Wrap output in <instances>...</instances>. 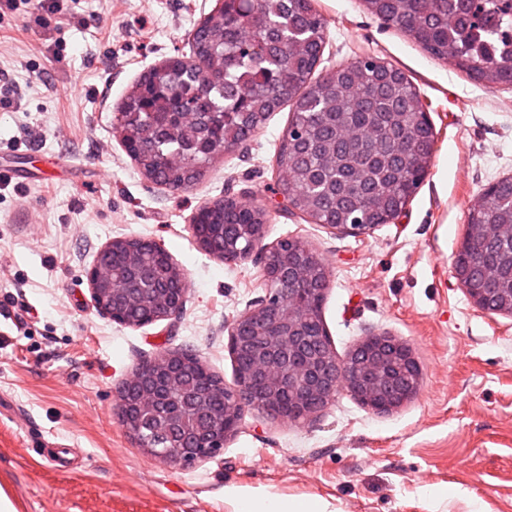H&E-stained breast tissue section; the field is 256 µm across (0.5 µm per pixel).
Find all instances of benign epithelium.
I'll use <instances>...</instances> for the list:
<instances>
[{
	"instance_id": "1",
	"label": "benign epithelium",
	"mask_w": 512,
	"mask_h": 512,
	"mask_svg": "<svg viewBox=\"0 0 512 512\" xmlns=\"http://www.w3.org/2000/svg\"><path fill=\"white\" fill-rule=\"evenodd\" d=\"M190 227L204 252L226 262L247 259L264 237V226L256 225L244 247L224 246L217 251L199 225L192 223ZM472 231L512 239V224L478 225ZM136 243L165 259L178 284L168 293L166 308L151 315V321L181 313L188 291L183 271L156 241L139 238ZM302 274V269L292 265L265 266V281L275 288L231 324L228 339L234 356L250 349L253 337L241 335L239 325L259 321L269 329V335L263 337L265 348L253 353L234 386L224 387L220 411L210 405L191 353L165 352L131 374L119 395L122 422L126 429L137 431L144 421L154 437L163 442L162 447H146L144 452L179 466L218 455L224 443L237 433L245 408L256 403V379L264 386L261 412L286 421L318 414L343 387L366 398L380 412L396 409L416 395L420 367L404 341L386 332L370 334L342 360L329 354L321 341L305 335L304 313L291 296V286ZM87 279L93 305L101 315L121 325L142 326L130 315L131 306L139 300L133 289L106 287V271L97 264L87 271Z\"/></svg>"
}]
</instances>
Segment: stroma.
<instances>
[{
    "mask_svg": "<svg viewBox=\"0 0 512 512\" xmlns=\"http://www.w3.org/2000/svg\"><path fill=\"white\" fill-rule=\"evenodd\" d=\"M216 0H38L0 8V493L16 512H231L230 487L316 497L331 512H429L439 488L461 490L447 512H512V316L486 314L453 273L470 206L512 176V85L489 89L430 57L362 0H315L329 26L326 74L374 55L419 87L432 122L428 176L390 224L351 236L289 213L275 149L288 109L247 146L225 152L191 190L145 178L114 127L141 74L189 55L188 35ZM268 210L263 243L297 237L330 269L322 316L338 358L372 332L412 348L417 395L380 413L339 391L313 419L245 410L210 459L179 467L144 453L119 413L138 366L195 353L235 384L229 327L265 296L264 253L226 262L189 227L224 196ZM158 241L182 268V312L142 327L100 315L85 272L116 238ZM65 444L73 469L45 461Z\"/></svg>",
    "mask_w": 512,
    "mask_h": 512,
    "instance_id": "stroma-1",
    "label": "stroma"
}]
</instances>
